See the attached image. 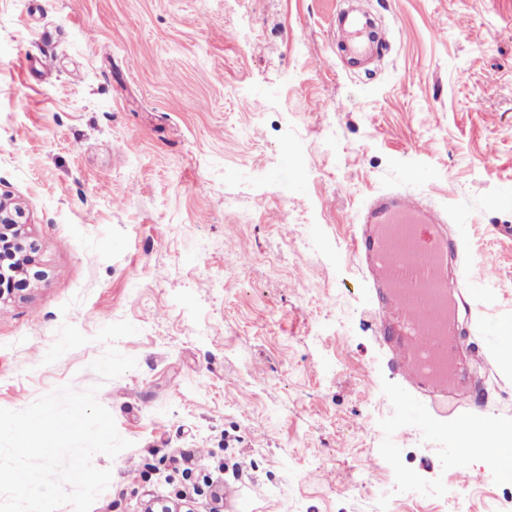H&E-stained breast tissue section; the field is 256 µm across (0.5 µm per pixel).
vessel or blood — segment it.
Masks as SVG:
<instances>
[{
    "instance_id": "vessel-or-blood-1",
    "label": "vessel or blood",
    "mask_w": 512,
    "mask_h": 512,
    "mask_svg": "<svg viewBox=\"0 0 512 512\" xmlns=\"http://www.w3.org/2000/svg\"><path fill=\"white\" fill-rule=\"evenodd\" d=\"M357 222L353 251L379 290L372 317L407 390L447 400L465 385L455 364L465 339L463 296L448 282L452 246L443 225L416 197L389 191L373 196Z\"/></svg>"
}]
</instances>
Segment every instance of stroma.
Returning <instances> with one entry per match:
<instances>
[{
	"label": "stroma",
	"mask_w": 512,
	"mask_h": 512,
	"mask_svg": "<svg viewBox=\"0 0 512 512\" xmlns=\"http://www.w3.org/2000/svg\"><path fill=\"white\" fill-rule=\"evenodd\" d=\"M341 0H0V195L41 278L0 301V408L97 387L130 448L91 512L203 477L224 512H512L468 421L512 433V0H357L391 32L344 64ZM439 210L474 306L471 397H405L351 254L381 191ZM135 369L101 381V328ZM90 339L43 359L62 324ZM27 225L28 222L23 208L11 199L0 195V239L5 238L3 234L19 229L20 232L15 234L17 236L15 241L22 251L20 253L21 260L30 264L32 260L34 261V255L39 251V245L36 240H31ZM487 427H491L490 425H480L475 426L472 425L469 428H467L468 431H473L474 438L476 442L483 445L482 447L486 448H477L476 450H473L471 452L467 451V463L469 467L472 466V458L474 457V454L481 453L484 451H494L498 454H503L505 457H511V452L508 451L509 448H498V447H492L496 446L495 444H488L485 443L480 438V432L486 431ZM485 436L489 437L490 433L488 431L485 432ZM466 459V450L465 448H457L453 452L448 454V464L451 466V468L455 471L456 475L463 480L464 482H476L479 480L480 475L473 473L469 467L465 463Z\"/></svg>",
	"instance_id": "35a3bbf8"
}]
</instances>
